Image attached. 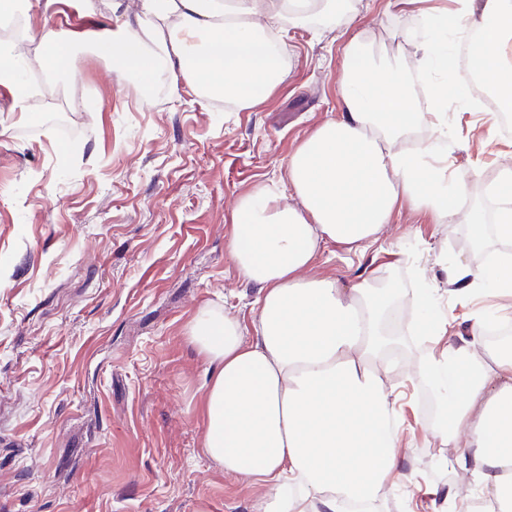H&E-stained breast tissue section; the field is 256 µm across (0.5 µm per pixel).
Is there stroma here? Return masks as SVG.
Segmentation results:
<instances>
[{"instance_id": "1", "label": "stroma", "mask_w": 512, "mask_h": 512, "mask_svg": "<svg viewBox=\"0 0 512 512\" xmlns=\"http://www.w3.org/2000/svg\"><path fill=\"white\" fill-rule=\"evenodd\" d=\"M26 76L43 74L74 114L69 136L47 126L51 105L10 108L0 87V512H251L261 495L203 450L207 366L190 337L203 307L237 317L245 336L257 321L256 286L229 250L232 211L257 186L280 181L302 140L338 116V71L352 35L377 52L416 61L406 40L415 8L349 0L355 25L324 17L290 28L287 81L241 109L188 87L166 69L146 88L116 78L89 48L134 0H18ZM66 34L67 63L42 71L46 37ZM435 142L448 171L471 177L472 203L492 209L484 185L512 162V136L467 101L449 104ZM497 243L475 247L464 221L442 222L405 206L360 255L331 244L306 270L342 288L390 280L407 291L435 284L431 302L451 324L445 342L471 336L469 308L512 305L476 295L463 306L449 268L479 266ZM386 333L396 360L389 381L404 396L396 487L373 512H422L411 491L442 494L457 480L458 450L435 439L422 407L427 385L410 367L441 346L406 320Z\"/></svg>"}]
</instances>
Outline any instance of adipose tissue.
Here are the masks:
<instances>
[{
    "label": "adipose tissue",
    "mask_w": 512,
    "mask_h": 512,
    "mask_svg": "<svg viewBox=\"0 0 512 512\" xmlns=\"http://www.w3.org/2000/svg\"><path fill=\"white\" fill-rule=\"evenodd\" d=\"M344 0H136L134 22L106 28L96 41L118 79L148 81L167 60L198 86L249 109L288 77L284 33L320 13L345 23ZM447 12H417L424 35L419 71L448 69L439 36L470 20L477 34L470 66L486 78L502 109L512 111V0H454ZM435 104L416 98L407 69L349 39L340 81L342 111L321 124L289 158L287 187H257L232 217L230 254L259 290L258 320L245 340L238 319L204 310L190 334L207 365L204 448L225 471L263 488L256 512H347L392 490L399 466L401 418L386 383L392 366L380 325L395 294L362 280L339 287L302 272L328 244L360 251L401 204L455 220L464 216L475 242L494 235L512 247V165L500 168L494 228L468 209L470 180L449 178L432 146L409 149L411 132L437 133L449 98L467 84L435 83ZM295 204H288L287 195ZM464 292L512 296V258L452 268ZM502 314L475 319L470 340L421 361L442 413L436 437L466 435L455 459L462 479L454 497L474 512L488 497L512 512V354L491 356L484 336Z\"/></svg>",
    "instance_id": "1"
}]
</instances>
